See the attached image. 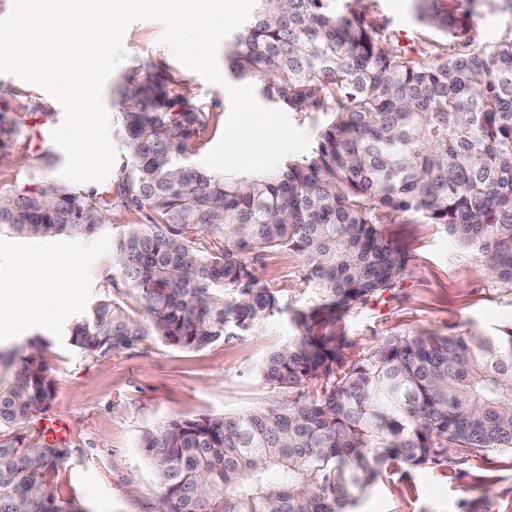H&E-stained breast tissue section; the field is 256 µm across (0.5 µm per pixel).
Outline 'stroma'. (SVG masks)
I'll use <instances>...</instances> for the list:
<instances>
[{"mask_svg": "<svg viewBox=\"0 0 512 512\" xmlns=\"http://www.w3.org/2000/svg\"><path fill=\"white\" fill-rule=\"evenodd\" d=\"M362 5L395 52L447 59L450 39L418 21L411 0H363ZM162 31L154 20L127 28L126 55L105 80L102 101L110 121H117V87L135 69L151 65L176 94L208 112V125L192 145L199 164L223 134L230 99L224 87L179 63L160 44ZM0 119L16 129L0 149V192L59 179L66 157L52 133L64 120L60 104L40 88L0 74ZM114 182L110 176L77 186L106 209V227L99 233L52 239L0 235V289L25 278L65 284L55 319H34L20 332L0 333V351H25L37 338L45 342L41 355L55 394L28 429L40 440L43 420L58 419L65 428L59 443L67 453L52 476L57 499L74 502L81 512H159L162 489L143 452L144 437L175 417L279 405L285 393L266 383L256 367L287 342L292 329L283 314L255 332L199 350L152 336L135 348L100 356L70 345L68 325L100 296L112 295L133 312L140 309L132 291L112 285V238L125 225L145 223L147 213L117 199ZM381 230L408 255V269L398 288L358 302L337 322L347 359L371 352L389 336L487 334L512 324V288L486 276L475 251L434 224H385ZM260 272L279 290L287 310L313 305L296 253L265 255ZM345 512H512V452L488 450L438 467L390 465Z\"/></svg>", "mask_w": 512, "mask_h": 512, "instance_id": "stroma-1", "label": "stroma"}]
</instances>
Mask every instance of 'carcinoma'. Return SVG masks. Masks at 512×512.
I'll list each match as a JSON object with an SVG mask.
<instances>
[{
  "mask_svg": "<svg viewBox=\"0 0 512 512\" xmlns=\"http://www.w3.org/2000/svg\"><path fill=\"white\" fill-rule=\"evenodd\" d=\"M256 0L224 55L290 112L329 116L311 156L273 172L219 175L191 161L207 112L145 70L117 89L125 160L115 183L150 224L112 238L113 267L146 321L110 295L67 329L91 355L149 336L203 349L289 312L293 335L256 367L305 400L239 415L172 418L143 448L163 489L160 512H343L395 462L408 468L512 452V326L492 334L392 336L350 361L330 329L391 291L407 258L379 230L408 217L442 226L512 287V36L484 46L481 6L512 0H412L417 20L451 34L442 63L391 51L352 0ZM105 228L99 204L62 183L0 195V234L45 239ZM303 260L315 305L286 310L258 273L282 250ZM0 382V512H78L50 472L66 449L25 427L54 386L39 346ZM276 473V481L269 479Z\"/></svg>",
  "mask_w": 512,
  "mask_h": 512,
  "instance_id": "obj_1",
  "label": "carcinoma"
}]
</instances>
